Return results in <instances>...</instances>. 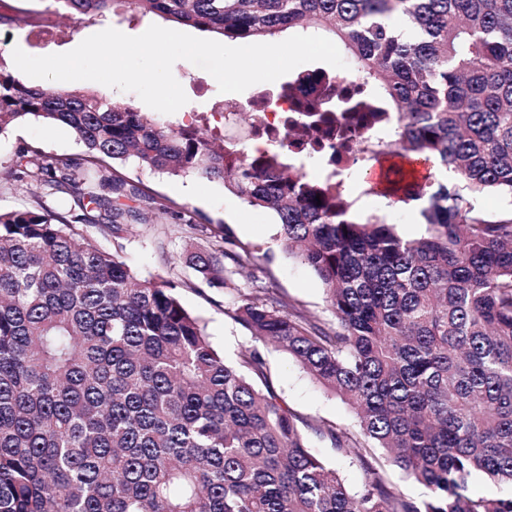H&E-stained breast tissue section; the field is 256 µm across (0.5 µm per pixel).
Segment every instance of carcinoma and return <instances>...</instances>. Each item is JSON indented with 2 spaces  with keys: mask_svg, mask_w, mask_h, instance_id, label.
Returning a JSON list of instances; mask_svg holds the SVG:
<instances>
[{
  "mask_svg": "<svg viewBox=\"0 0 512 512\" xmlns=\"http://www.w3.org/2000/svg\"><path fill=\"white\" fill-rule=\"evenodd\" d=\"M76 17L164 21L250 43L294 30L330 35L354 60L365 96L341 116L306 106L308 125L342 141L388 128L390 147L313 179L288 136L256 155L195 123L160 124L80 88L20 84L0 59V134L29 119L72 130L80 157L20 147L9 174L74 194L79 213L42 202L0 211V512H512V496L471 497L482 475L512 484V0H55ZM382 156L397 168L383 195L420 200L425 233L357 219L351 181ZM134 160L193 173L273 214L288 256L322 282L334 324L293 306L272 283L235 289L231 317L257 344L295 358L354 412L352 432L304 421L272 391L258 350L224 361L178 285L142 279L121 241L169 207L117 175ZM451 170L439 180L431 169ZM112 235L92 245L87 228ZM214 239L174 259L232 288L252 252ZM361 462L350 490L310 449L306 429ZM382 448L428 490L420 503L387 486Z\"/></svg>",
  "mask_w": 512,
  "mask_h": 512,
  "instance_id": "carcinoma-1",
  "label": "carcinoma"
}]
</instances>
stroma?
Wrapping results in <instances>:
<instances>
[{
    "label": "stroma",
    "mask_w": 512,
    "mask_h": 512,
    "mask_svg": "<svg viewBox=\"0 0 512 512\" xmlns=\"http://www.w3.org/2000/svg\"><path fill=\"white\" fill-rule=\"evenodd\" d=\"M173 74L181 84L188 102L173 114H163L146 104L138 109L161 123L191 122L210 115L224 99L215 79L192 63L180 60ZM38 147L44 156L77 157L84 151L75 135L63 126H46L30 120L12 127L0 135V167L9 168L16 150L23 145ZM118 173L139 186L157 200L171 206V213L161 215L158 223L145 226L123 242L122 255L139 276L172 278L179 282V294L186 308L206 323L213 345L223 352L227 361L239 360L251 349H259L267 366L271 389L298 416L308 422L327 421L338 427L355 429L350 408L308 375L288 353L273 346L255 347L249 332L229 314L232 297L229 290L208 286L190 268L174 264L190 241L177 226L178 218H190L199 224L221 225L227 228L235 245L261 247L263 254L247 266L246 275H253L274 284L281 295L297 307L317 314L331 322L325 309L324 289L319 279L306 267L285 253L278 241L279 227L268 212L247 208L223 186L201 180L195 175L168 176L137 166L134 161L117 164ZM43 199L50 207H70L66 198L43 196L36 185L17 181H0V210L9 211L33 205ZM312 449L354 490L360 489L364 473L352 455L338 452L328 438L313 434Z\"/></svg>",
    "instance_id": "35a3bbf8"
}]
</instances>
